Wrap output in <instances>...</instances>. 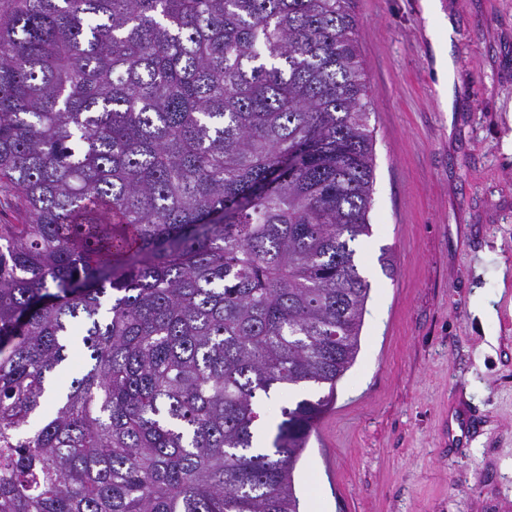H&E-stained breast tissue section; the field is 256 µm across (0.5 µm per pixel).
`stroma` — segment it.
<instances>
[{"instance_id": "obj_1", "label": "stroma", "mask_w": 512, "mask_h": 512, "mask_svg": "<svg viewBox=\"0 0 512 512\" xmlns=\"http://www.w3.org/2000/svg\"><path fill=\"white\" fill-rule=\"evenodd\" d=\"M353 0L372 105L360 348L295 472L302 512H512V0ZM389 251L393 272L379 262ZM424 15L435 21L432 37L435 47V70L441 88L444 92L447 73L452 70V61L449 56V41L453 27L448 18L440 11L439 0H421Z\"/></svg>"}]
</instances>
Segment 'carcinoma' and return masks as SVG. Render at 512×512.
<instances>
[{
	"mask_svg": "<svg viewBox=\"0 0 512 512\" xmlns=\"http://www.w3.org/2000/svg\"><path fill=\"white\" fill-rule=\"evenodd\" d=\"M351 4L0 0V512H300L370 292Z\"/></svg>",
	"mask_w": 512,
	"mask_h": 512,
	"instance_id": "carcinoma-1",
	"label": "carcinoma"
}]
</instances>
